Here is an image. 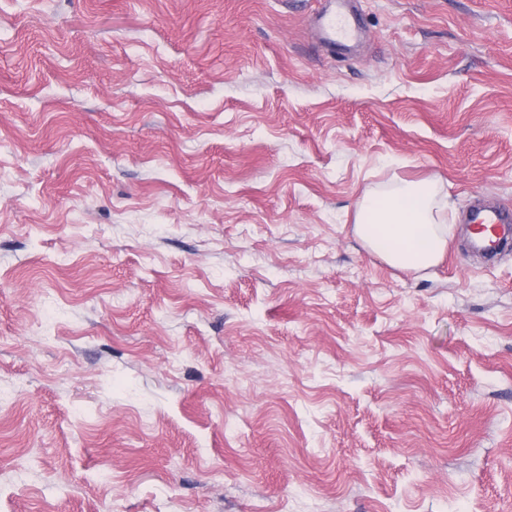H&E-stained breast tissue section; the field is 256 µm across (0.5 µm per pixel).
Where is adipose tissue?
Returning a JSON list of instances; mask_svg holds the SVG:
<instances>
[{
	"mask_svg": "<svg viewBox=\"0 0 512 512\" xmlns=\"http://www.w3.org/2000/svg\"><path fill=\"white\" fill-rule=\"evenodd\" d=\"M432 186L408 183L386 197L362 202L356 232L390 265L420 271L436 265L448 242L438 233L429 213Z\"/></svg>",
	"mask_w": 512,
	"mask_h": 512,
	"instance_id": "adipose-tissue-1",
	"label": "adipose tissue"
}]
</instances>
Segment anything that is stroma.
<instances>
[{
	"mask_svg": "<svg viewBox=\"0 0 512 512\" xmlns=\"http://www.w3.org/2000/svg\"><path fill=\"white\" fill-rule=\"evenodd\" d=\"M360 2L0 0V512H512V0ZM329 1L326 7L311 17L310 23L318 39L336 46V43L352 39L356 34L357 26L350 14L336 11L331 3L334 0ZM431 191L429 182L407 183L389 196L364 199L356 233L394 267L420 271L436 265L448 242L430 216ZM472 220V224L480 225V230L489 228L494 232L497 244L500 240L505 239L500 230L503 224H510L512 222V216L501 211H487L479 209L473 215Z\"/></svg>",
	"mask_w": 512,
	"mask_h": 512,
	"instance_id": "stroma-1",
	"label": "stroma"
}]
</instances>
